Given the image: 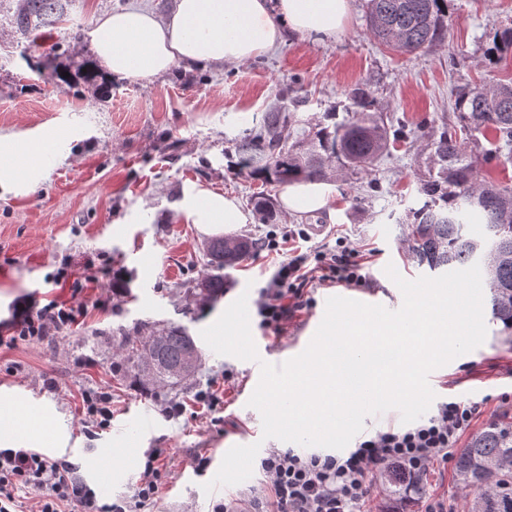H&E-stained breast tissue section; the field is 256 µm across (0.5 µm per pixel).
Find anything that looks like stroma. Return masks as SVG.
Instances as JSON below:
<instances>
[{"mask_svg":"<svg viewBox=\"0 0 512 512\" xmlns=\"http://www.w3.org/2000/svg\"><path fill=\"white\" fill-rule=\"evenodd\" d=\"M172 5L173 0H70L61 21L23 37L7 18L15 0H0V142L18 150L46 145L33 176L18 191L0 190V270L7 272L0 279V322L20 297L42 305L69 299L77 271L86 267L98 278L87 296L104 302L89 308L82 324L64 337L0 346V394L28 393L43 414L30 439L68 435L82 478L105 455L113 468L130 469L113 486L111 500L133 495L146 451L161 448L168 476L144 512H211L224 496L263 490L255 473L204 492L220 463L211 461L202 471L193 463L197 453L251 445L262 434L260 412L238 395L258 384L252 364L204 344L201 366L186 383L143 388L119 348L124 334L143 325L175 324L200 338L240 295L256 303L286 253L332 252L340 240L357 248L365 262L366 279L352 290L355 300L402 303L401 291L384 272L387 265L409 280L430 273L412 259L407 241L406 212L418 198V175L428 161L423 133L391 145L371 174L330 175L335 190L317 213L280 207L271 226L261 223L251 198L260 192L278 199L282 187L239 169L236 139L276 107L295 113L298 128L305 130L327 112L344 119L352 108L350 92L358 86L369 88L377 108L393 121H447L457 88L512 78V53L499 61L487 56L497 33L512 26V0H449L447 40L420 55L379 45L367 30L364 0H352L342 29L324 42L291 31L281 45L243 63H179L149 84L82 79L83 66L92 61L88 32L95 18L130 8L164 15ZM47 53L69 73V84L41 73ZM192 187L241 201L250 221L233 229L236 237L259 243L269 229L282 236L316 220L325 229L310 241H289L288 252L253 254L225 270L223 296L205 304L192 294L205 269L208 240L184 215ZM335 290L332 284L312 285L313 307L280 337L261 328L257 311H250L251 333L264 339L269 360L284 357ZM486 327L484 343L451 362L436 393L440 402L452 397L479 403L474 432L502 419L501 398L512 395V330L493 320ZM47 376L58 380V389L44 385ZM87 389L111 400L107 430L85 423ZM464 496L454 470L436 466L405 512H428L439 502L450 512H464Z\"/></svg>","mask_w":512,"mask_h":512,"instance_id":"1","label":"stroma"}]
</instances>
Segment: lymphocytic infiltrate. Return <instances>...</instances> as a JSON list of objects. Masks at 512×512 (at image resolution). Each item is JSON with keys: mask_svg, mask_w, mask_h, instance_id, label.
Returning a JSON list of instances; mask_svg holds the SVG:
<instances>
[{"mask_svg": "<svg viewBox=\"0 0 512 512\" xmlns=\"http://www.w3.org/2000/svg\"><path fill=\"white\" fill-rule=\"evenodd\" d=\"M314 260L316 266L310 269L303 256L295 255L278 267L257 304L262 328L283 334L298 313L309 310L313 301L305 288L311 279L348 286L364 281L357 249L320 251ZM86 312V306L58 300L40 305L20 299L12 320L0 325V346L61 335L80 325ZM478 412V404L449 399L439 403L427 421L363 435L339 454L268 449L257 462L264 479L262 494L245 503L219 501L212 512H358L371 485L389 465H400L414 478L425 475L431 466H448ZM161 455V449L149 450L144 475L131 498L102 504L72 462L33 448H0V512H17L15 493L22 488L42 490L36 512H142L154 500L164 476Z\"/></svg>", "mask_w": 512, "mask_h": 512, "instance_id": "obj_1", "label": "lymphocytic infiltrate"}]
</instances>
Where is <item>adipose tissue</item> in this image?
Returning <instances> with one entry per match:
<instances>
[{
    "label": "adipose tissue",
    "mask_w": 512,
    "mask_h": 512,
    "mask_svg": "<svg viewBox=\"0 0 512 512\" xmlns=\"http://www.w3.org/2000/svg\"><path fill=\"white\" fill-rule=\"evenodd\" d=\"M351 0H174L165 16L128 9L97 17L90 47L98 67L115 78L153 82L176 63L221 67L263 55L287 31L329 39L343 25ZM188 220L207 235L246 223L235 198L207 190L190 195ZM20 400L0 403V447L20 448L18 429L36 422Z\"/></svg>",
    "instance_id": "ef3b65f1"
}]
</instances>
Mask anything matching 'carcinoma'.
Wrapping results in <instances>:
<instances>
[{"instance_id":"1","label":"carcinoma","mask_w":512,"mask_h":512,"mask_svg":"<svg viewBox=\"0 0 512 512\" xmlns=\"http://www.w3.org/2000/svg\"><path fill=\"white\" fill-rule=\"evenodd\" d=\"M64 16L63 0H18L16 30L32 29ZM369 31L383 46L416 54L448 37V0H366ZM355 111L338 121L287 143L285 131L295 123L288 112H268L259 130L236 143L237 165L265 183L320 182L331 163L354 173L372 169L390 140L403 129L387 123L375 108L371 92L356 88ZM493 142L494 152L479 156V138ZM512 161V81L487 89L459 91L452 124L432 131L431 155L420 192L425 200L413 209L411 253L431 270L480 265L495 321L512 330V185L489 179L483 166L494 158ZM469 224L484 225L481 238ZM255 249L250 238H218L206 245L210 271L196 282V296L210 302L224 293L222 271ZM195 340L180 326L159 331L138 328L123 337L121 347L138 369V377L177 385L188 350ZM455 475L470 490L467 512H512V422L489 423L458 453Z\"/></svg>"}]
</instances>
